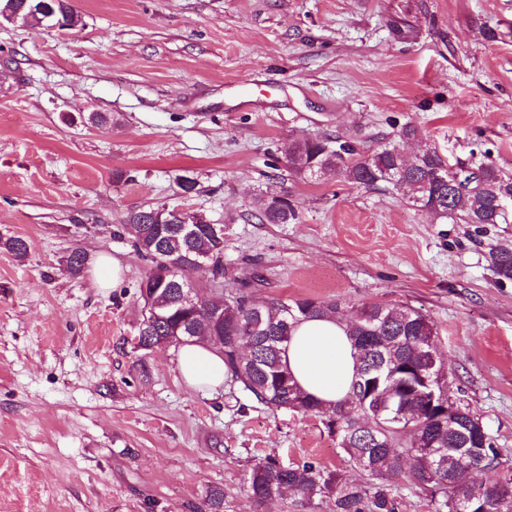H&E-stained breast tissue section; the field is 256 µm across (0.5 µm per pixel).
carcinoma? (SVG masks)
<instances>
[{
    "label": "carcinoma",
    "instance_id": "carcinoma-1",
    "mask_svg": "<svg viewBox=\"0 0 512 512\" xmlns=\"http://www.w3.org/2000/svg\"><path fill=\"white\" fill-rule=\"evenodd\" d=\"M26 0L14 6L41 27L63 23L73 27L75 14L66 0ZM386 145L367 154H356L346 141L299 138L288 143L285 155L298 175L336 177L350 184H403L408 202L418 210L440 217H456L482 227L505 220L512 205V175L492 163L457 180L448 162L433 148L410 159ZM258 220L265 224H294L299 220L296 203L286 197L262 196L256 201ZM192 234L181 232L184 226ZM135 250L152 263L139 288L146 289L158 317L142 319L141 335L146 350L185 345L209 336L224 337L226 375L243 385L255 399L273 409L318 414L325 417L329 435H337L338 448L348 462L372 481L354 483L337 471L313 462L283 466L274 460L254 466L249 475L253 499L262 503L293 491L300 504L316 498L332 502V512H396L391 480L404 478L409 485L436 500V512H512V469L502 467L501 453L487 429L475 424L479 417L457 407V426L452 430L435 421L438 412L426 400L423 376L433 362L430 342L435 340L431 321L408 306L374 304L362 307L346 322V334L356 351V372L344 399L326 407L303 393L282 355L296 324L308 318L340 317V303L312 299L258 302L242 284L236 293L224 294V237L211 232L210 222L187 212L161 207L132 209L124 218ZM216 258L207 269L200 253ZM489 268L498 281H512V247L488 251ZM210 273L216 288L212 297L186 308L176 302L174 282L188 283L197 273ZM272 337L265 349L262 337ZM382 364L390 379L370 386L366 372ZM388 393L408 406L410 417L401 429L382 433L379 440L359 429L364 410H374L379 394ZM490 474L487 481H472L471 466Z\"/></svg>",
    "mask_w": 512,
    "mask_h": 512
}]
</instances>
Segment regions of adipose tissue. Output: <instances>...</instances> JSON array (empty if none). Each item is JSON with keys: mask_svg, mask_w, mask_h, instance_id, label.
<instances>
[{"mask_svg": "<svg viewBox=\"0 0 512 512\" xmlns=\"http://www.w3.org/2000/svg\"><path fill=\"white\" fill-rule=\"evenodd\" d=\"M283 361L300 388L327 405L345 396L356 366L345 323L332 317L299 323ZM178 369L184 382L193 388H216L225 378L221 349L210 343L183 345Z\"/></svg>", "mask_w": 512, "mask_h": 512, "instance_id": "1", "label": "adipose tissue"}]
</instances>
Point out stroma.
<instances>
[{
    "mask_svg": "<svg viewBox=\"0 0 512 512\" xmlns=\"http://www.w3.org/2000/svg\"><path fill=\"white\" fill-rule=\"evenodd\" d=\"M72 30L0 22V512H330L255 505L256 464L315 462L363 483L318 415L225 380L188 387L177 347L137 349L148 263L121 221L166 206L224 227V288L254 299L411 306L433 322L452 401L512 468V244L392 188L288 168L298 137L358 151L412 124L453 164L512 174V0H67ZM93 112L116 125L86 123ZM190 175L196 194H180ZM296 202L264 224V195ZM85 252L83 272L66 260ZM121 268L99 287L93 262ZM255 208L256 217L264 224H293L299 219L298 206L286 197H259ZM489 268L499 282L512 281V247H496L488 251Z\"/></svg>",
    "mask_w": 512,
    "mask_h": 512,
    "instance_id": "stroma-1",
    "label": "stroma"
}]
</instances>
